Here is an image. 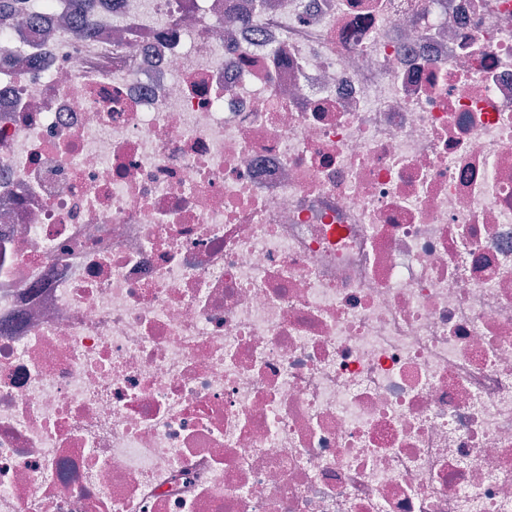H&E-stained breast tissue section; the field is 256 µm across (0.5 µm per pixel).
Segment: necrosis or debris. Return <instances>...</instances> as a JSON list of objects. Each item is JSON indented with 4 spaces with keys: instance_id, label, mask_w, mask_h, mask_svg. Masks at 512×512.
<instances>
[{
    "instance_id": "necrosis-or-debris-1",
    "label": "necrosis or debris",
    "mask_w": 512,
    "mask_h": 512,
    "mask_svg": "<svg viewBox=\"0 0 512 512\" xmlns=\"http://www.w3.org/2000/svg\"><path fill=\"white\" fill-rule=\"evenodd\" d=\"M15 0L0 512H512V0Z\"/></svg>"
}]
</instances>
